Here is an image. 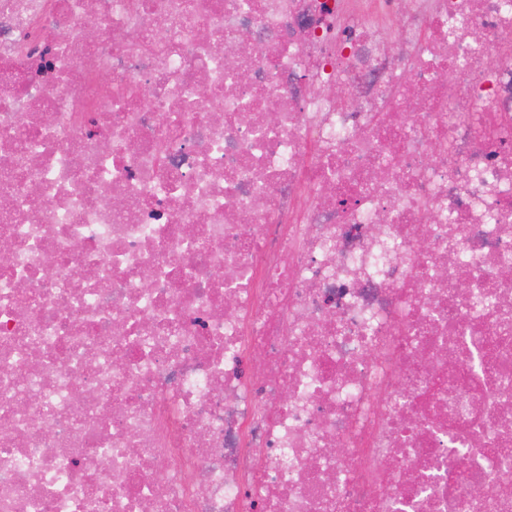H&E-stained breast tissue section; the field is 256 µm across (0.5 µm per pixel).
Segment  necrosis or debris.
<instances>
[{"label": "necrosis or debris", "instance_id": "obj_1", "mask_svg": "<svg viewBox=\"0 0 512 512\" xmlns=\"http://www.w3.org/2000/svg\"><path fill=\"white\" fill-rule=\"evenodd\" d=\"M0 241V512H512V0H0Z\"/></svg>", "mask_w": 512, "mask_h": 512}]
</instances>
